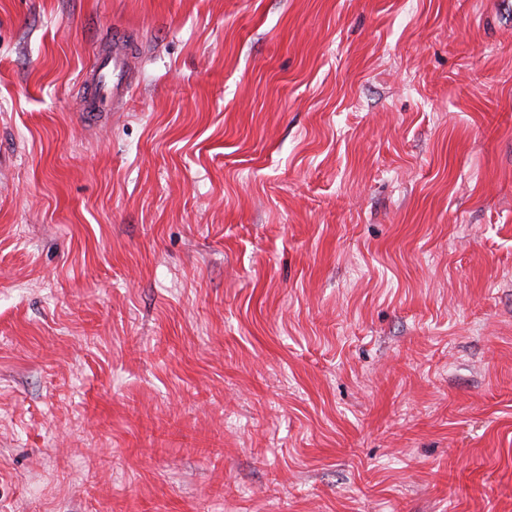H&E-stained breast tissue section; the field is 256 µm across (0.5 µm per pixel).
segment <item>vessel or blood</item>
Instances as JSON below:
<instances>
[{
  "instance_id": "1",
  "label": "vessel or blood",
  "mask_w": 512,
  "mask_h": 512,
  "mask_svg": "<svg viewBox=\"0 0 512 512\" xmlns=\"http://www.w3.org/2000/svg\"><path fill=\"white\" fill-rule=\"evenodd\" d=\"M135 53V46L123 34L113 33L111 50L81 76L84 93L80 110L84 119L100 120L126 99L131 85L129 61Z\"/></svg>"
}]
</instances>
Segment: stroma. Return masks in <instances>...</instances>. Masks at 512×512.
Returning a JSON list of instances; mask_svg holds the SVG:
<instances>
[{
    "label": "stroma",
    "mask_w": 512,
    "mask_h": 512,
    "mask_svg": "<svg viewBox=\"0 0 512 512\" xmlns=\"http://www.w3.org/2000/svg\"><path fill=\"white\" fill-rule=\"evenodd\" d=\"M0 512H512V0H0ZM136 47L122 33H112V50L105 52L100 62L83 73L84 94L80 110L85 120H100L122 103L131 85L129 61Z\"/></svg>",
    "instance_id": "1"
}]
</instances>
